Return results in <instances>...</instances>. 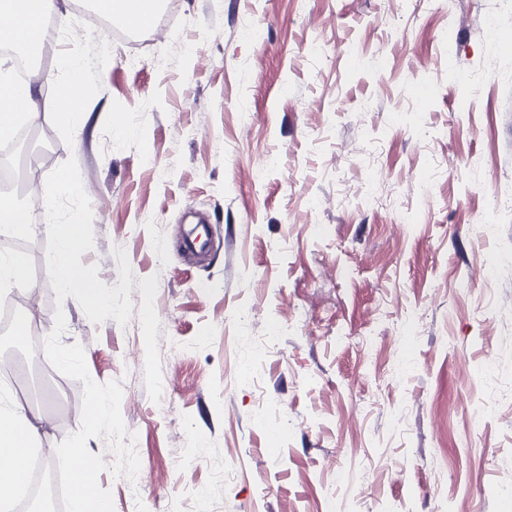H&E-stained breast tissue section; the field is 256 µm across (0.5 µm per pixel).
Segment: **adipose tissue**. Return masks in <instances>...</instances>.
Instances as JSON below:
<instances>
[{
  "label": "adipose tissue",
  "instance_id": "adipose-tissue-1",
  "mask_svg": "<svg viewBox=\"0 0 512 512\" xmlns=\"http://www.w3.org/2000/svg\"><path fill=\"white\" fill-rule=\"evenodd\" d=\"M58 0H0V44L29 46L43 36L41 20L58 13ZM40 88L33 83L10 89L0 99V137L11 135L20 113L36 109ZM39 429L23 407L0 416V449H14L17 461L9 471L0 469V512H4L22 488L20 475L35 443Z\"/></svg>",
  "mask_w": 512,
  "mask_h": 512
}]
</instances>
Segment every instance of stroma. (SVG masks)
Masks as SVG:
<instances>
[{"instance_id": "1", "label": "stroma", "mask_w": 512, "mask_h": 512, "mask_svg": "<svg viewBox=\"0 0 512 512\" xmlns=\"http://www.w3.org/2000/svg\"><path fill=\"white\" fill-rule=\"evenodd\" d=\"M12 163L75 159L96 265L132 314L56 304L25 252L37 347L0 374L51 458L83 384L119 381L139 482L114 512H512V10L500 0H162L131 43L59 42ZM71 83L112 121L52 97Z\"/></svg>"}]
</instances>
